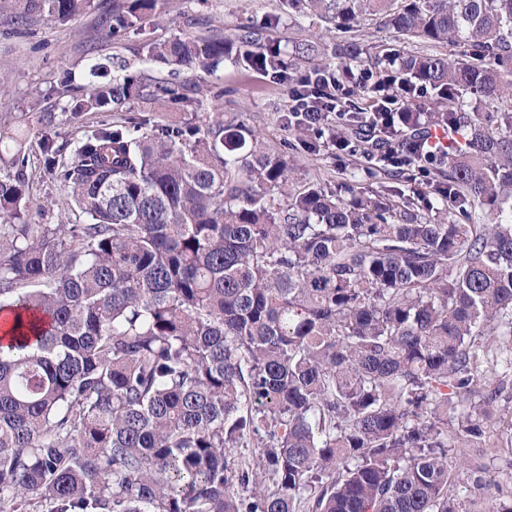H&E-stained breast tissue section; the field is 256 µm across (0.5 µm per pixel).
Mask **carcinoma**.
Listing matches in <instances>:
<instances>
[{"mask_svg": "<svg viewBox=\"0 0 512 512\" xmlns=\"http://www.w3.org/2000/svg\"><path fill=\"white\" fill-rule=\"evenodd\" d=\"M346 34L306 38L343 76L369 21L430 47L401 67L442 108L433 201L299 186L285 152L221 112L153 124L134 104L193 106L181 67L232 58L273 77L261 29L144 44L156 81L114 63L71 115L115 112L71 160L44 146L82 224H30L28 155L0 176V512H458L448 455L484 448L512 375V0H280ZM91 0H23L65 23ZM158 0H117L106 33ZM93 61L90 75L110 68ZM315 150L322 123L286 118ZM358 139L392 117L355 112ZM239 448H255L252 457ZM466 479L489 471L466 465Z\"/></svg>", "mask_w": 512, "mask_h": 512, "instance_id": "carcinoma-1", "label": "carcinoma"}]
</instances>
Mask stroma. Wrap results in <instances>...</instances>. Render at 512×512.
<instances>
[{
  "mask_svg": "<svg viewBox=\"0 0 512 512\" xmlns=\"http://www.w3.org/2000/svg\"><path fill=\"white\" fill-rule=\"evenodd\" d=\"M18 0H0V136L5 137L7 150L23 146L30 158L26 176L30 199L35 208L30 212L34 224H75L78 216L70 210L57 208L41 212L37 205L47 198L63 195L64 188L44 165L42 147L51 142L63 149L64 156L72 150L84 132L114 120L111 112H88L72 119L67 108L69 99L85 94L91 77L90 58L118 57L137 63V50L146 41H163L182 34L206 40L231 35L240 27L263 30L266 39L279 44L288 54L290 72L309 71V64L293 59L295 41L316 35L328 42L338 40L336 31L312 26L309 19L281 13L277 0H159V18L142 33L133 32L108 38L100 19L112 11V0H92L82 14L59 24L36 15L24 26L14 23ZM69 74L66 94L52 90L62 74ZM181 80L188 85L223 90L221 99L200 97V109L212 111L221 107L225 122H245L257 129L268 143L283 146L290 138L284 116L288 111V85L244 69L232 59H225L216 72L199 67L182 69ZM52 121H45V113ZM287 157L296 176L304 182L320 184L324 189L342 191L345 184L360 181L390 198L426 194L421 177H391L363 154L337 153L332 145L320 151L298 150ZM472 460L484 463L499 475V483L480 487L460 480L453 494L459 512H484L485 503L501 507L512 505V458L494 455L486 449L471 450Z\"/></svg>",
  "mask_w": 512,
  "mask_h": 512,
  "instance_id": "35a3bbf8",
  "label": "stroma"
}]
</instances>
